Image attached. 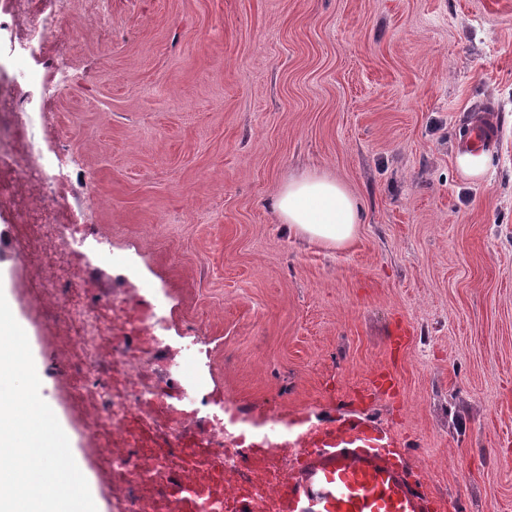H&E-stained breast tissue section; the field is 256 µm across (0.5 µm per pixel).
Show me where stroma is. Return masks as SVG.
Masks as SVG:
<instances>
[{
	"instance_id": "stroma-1",
	"label": "stroma",
	"mask_w": 512,
	"mask_h": 512,
	"mask_svg": "<svg viewBox=\"0 0 512 512\" xmlns=\"http://www.w3.org/2000/svg\"><path fill=\"white\" fill-rule=\"evenodd\" d=\"M105 8L90 27L74 0L70 60L92 81L34 129L79 149L68 203L112 246L81 245L85 277L107 296L143 289L171 338L201 337L205 390L237 424L357 415L392 430L440 501L512 512V0ZM481 127L495 144L475 177L456 156ZM306 172L340 178L361 206L343 249L296 238L270 207ZM27 243L1 201L0 292L97 512H121ZM377 371L398 396L369 390Z\"/></svg>"
}]
</instances>
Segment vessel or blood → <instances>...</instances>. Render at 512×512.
I'll use <instances>...</instances> for the list:
<instances>
[{"label":"vessel or blood","mask_w":512,"mask_h":512,"mask_svg":"<svg viewBox=\"0 0 512 512\" xmlns=\"http://www.w3.org/2000/svg\"><path fill=\"white\" fill-rule=\"evenodd\" d=\"M312 445L283 491L286 512H434L431 492L399 460L387 430L351 419Z\"/></svg>","instance_id":"b4317fda"}]
</instances>
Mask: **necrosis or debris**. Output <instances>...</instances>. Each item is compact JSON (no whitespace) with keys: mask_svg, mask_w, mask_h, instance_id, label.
<instances>
[{"mask_svg":"<svg viewBox=\"0 0 512 512\" xmlns=\"http://www.w3.org/2000/svg\"><path fill=\"white\" fill-rule=\"evenodd\" d=\"M73 7L0 0V30L9 34L0 62L20 71L0 87V141L14 148L12 159L0 160V198L12 201L37 243L25 260L79 357L72 388L90 398L93 427L111 442L103 453L124 512H283L280 491L297 456L287 440L236 428L220 401L200 416L195 399L153 369L169 349L165 317L140 298L96 296L79 270L80 230L66 204L72 150L49 151L31 132L64 85V53L49 38L70 28ZM107 346L114 374L104 385ZM196 421L201 430L186 432Z\"/></svg>","mask_w":512,"mask_h":512,"instance_id":"obj_1","label":"necrosis or debris"}]
</instances>
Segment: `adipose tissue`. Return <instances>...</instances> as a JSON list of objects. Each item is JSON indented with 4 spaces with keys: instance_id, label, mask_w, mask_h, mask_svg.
<instances>
[{
    "instance_id": "obj_1",
    "label": "adipose tissue",
    "mask_w": 512,
    "mask_h": 512,
    "mask_svg": "<svg viewBox=\"0 0 512 512\" xmlns=\"http://www.w3.org/2000/svg\"><path fill=\"white\" fill-rule=\"evenodd\" d=\"M272 207L294 235L336 249L355 238L360 224L356 198L340 179L326 174L288 179Z\"/></svg>"
}]
</instances>
